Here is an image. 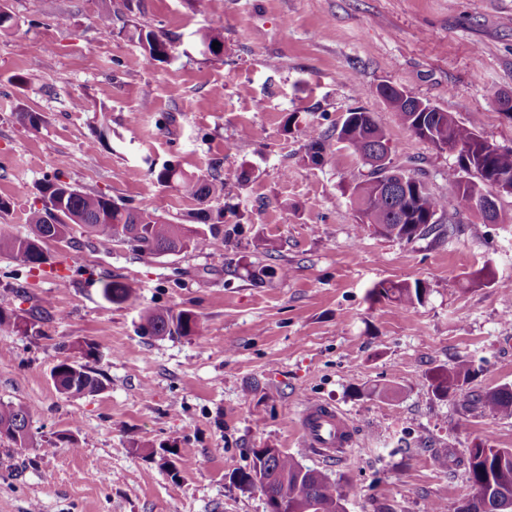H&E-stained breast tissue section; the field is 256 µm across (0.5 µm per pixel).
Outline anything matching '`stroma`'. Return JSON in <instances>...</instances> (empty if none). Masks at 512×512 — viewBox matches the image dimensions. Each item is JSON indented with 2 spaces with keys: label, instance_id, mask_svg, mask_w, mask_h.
I'll list each match as a JSON object with an SVG mask.
<instances>
[{
  "label": "stroma",
  "instance_id": "1",
  "mask_svg": "<svg viewBox=\"0 0 512 512\" xmlns=\"http://www.w3.org/2000/svg\"><path fill=\"white\" fill-rule=\"evenodd\" d=\"M7 5L18 26L0 34V196L11 202L0 222L26 233L38 184L59 174L179 224L203 205L159 187L150 167L216 164L224 197L203 207L238 230L219 248L140 256L76 227L46 243L41 267L0 256V308L46 310L27 332L0 330V403L37 411L25 445L0 439V512H267L231 478L255 448L352 485L347 512H456L471 493L469 448H512V417L438 400L427 377L466 360L473 388L512 385V296L501 289L512 283V195L498 224L460 210L449 239L374 235L349 199L370 167L336 126L352 109L372 112L392 167L422 169L439 195L456 152L402 125L383 85L512 149V114L498 105L512 92V0H211L205 14L189 0ZM113 10L171 38V58L102 36L97 18ZM205 28L222 34L221 56L200 54ZM24 107L40 113L39 130L20 121ZM306 124L325 134L317 165ZM258 264L288 274L251 281ZM480 270L496 287L475 281ZM106 276L132 288L127 302L103 300ZM384 280L429 293L415 307L370 300ZM147 308L193 311L201 333L147 335ZM87 341L104 388L73 398L51 370L83 362ZM310 400L346 414L355 447L333 460L302 447ZM160 445L186 457L178 479L145 458Z\"/></svg>",
  "mask_w": 512,
  "mask_h": 512
}]
</instances>
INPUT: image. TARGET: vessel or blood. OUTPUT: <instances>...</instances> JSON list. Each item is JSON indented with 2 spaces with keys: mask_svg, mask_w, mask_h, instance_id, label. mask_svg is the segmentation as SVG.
I'll list each match as a JSON object with an SVG mask.
<instances>
[{
  "mask_svg": "<svg viewBox=\"0 0 512 512\" xmlns=\"http://www.w3.org/2000/svg\"><path fill=\"white\" fill-rule=\"evenodd\" d=\"M299 430L303 447L316 449L330 458L355 443L347 416L326 403L305 404L299 413Z\"/></svg>",
  "mask_w": 512,
  "mask_h": 512,
  "instance_id": "1",
  "label": "vessel or blood"
}]
</instances>
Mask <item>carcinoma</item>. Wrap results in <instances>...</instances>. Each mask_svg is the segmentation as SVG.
Listing matches in <instances>:
<instances>
[{"label": "carcinoma", "instance_id": "1", "mask_svg": "<svg viewBox=\"0 0 512 512\" xmlns=\"http://www.w3.org/2000/svg\"><path fill=\"white\" fill-rule=\"evenodd\" d=\"M127 38L136 43L150 59L167 61L173 43L166 35L147 26H136L126 31ZM196 36L209 54L218 57L224 51V40L214 30H199ZM219 42V49L212 48ZM418 97L397 93L389 96L391 111L419 139L434 145L448 142L459 145L466 155L458 156V165L448 170V182L453 191L437 196L416 175L407 177L406 186L399 188L398 199L384 189L391 180L390 170L382 165H371L368 178L354 185L351 203L359 223L374 233L399 240L413 241L434 236L441 240L460 232L451 217L472 199L491 193L502 175L512 176V149H501L492 154L484 152L485 140L474 129L460 124L450 112H417L413 102ZM337 139L365 160L389 153L383 128L372 113L356 108L348 112L336 126ZM308 140L307 159L313 164L322 161V134L313 125L304 127ZM154 183L171 187L186 198L196 201L218 199L224 196V178L217 173H188L173 164L150 169ZM42 207L30 212V232L15 233L10 225L0 224V255H6L25 264H44L36 244L44 240L63 238L77 226L97 242L110 244L125 237L126 246L134 253L155 255L160 252L179 253L201 250L224 244L230 232L224 230V210L216 213L200 211L191 224H173L154 210L120 205L98 191H84L71 186L56 176L38 187ZM105 300L120 304L127 301L132 290L125 284L105 279L102 281ZM369 295L378 300L388 299L407 305L422 304L428 295L421 282L387 283L373 286ZM45 309L35 307L28 315L0 308V330H20L19 320L43 318ZM142 328L151 336H196L200 320L190 310H159L147 308L141 313ZM475 369L467 361L450 368L438 369L427 380L433 395L445 401L463 393L462 407L480 408L496 416L512 417V386L501 385L488 390L464 391L472 383ZM52 378L58 390L70 396H81L102 389L99 373L89 364L58 362L52 369ZM35 409L26 403L0 404V438L16 445L26 443ZM252 465L237 474L244 488H256L266 497L269 512H346V503L354 494L349 484L331 480L322 472L303 466L295 457L278 448H255ZM147 456L158 459L164 471L178 472L186 460L174 448H150ZM467 475L472 494L467 498L466 512H512V448H491L484 441L469 449Z\"/></svg>", "mask_w": 512, "mask_h": 512}]
</instances>
